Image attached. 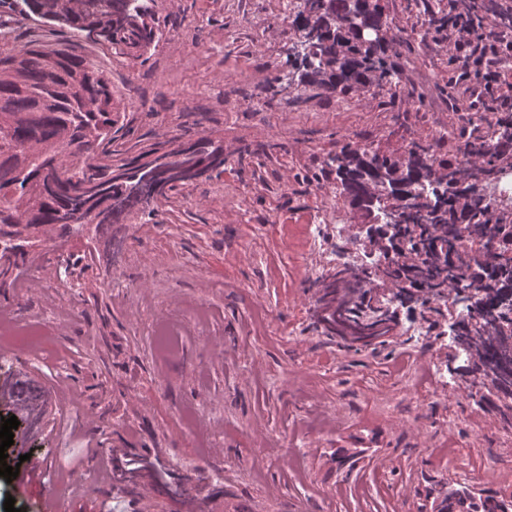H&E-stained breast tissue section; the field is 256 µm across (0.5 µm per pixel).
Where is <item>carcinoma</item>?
Listing matches in <instances>:
<instances>
[{
    "mask_svg": "<svg viewBox=\"0 0 512 512\" xmlns=\"http://www.w3.org/2000/svg\"><path fill=\"white\" fill-rule=\"evenodd\" d=\"M0 36L30 20L68 31L55 44L31 34L19 48L0 49V262L17 270L53 236L82 237L90 259L114 224L151 212V205L210 171L224 172V145L210 139L169 142L167 162L157 149L112 160V87L73 43L88 29L102 46L139 58L164 36L157 0H0ZM471 20L486 27L492 0H469ZM300 50L288 59V82L329 93L392 82L388 42L360 34L386 32L377 0H312L298 13ZM465 166L437 167L430 145L413 143L385 155L346 143L329 157L340 195L361 208L385 198V221L353 239L371 265L340 262L317 285L316 327L340 346L386 345L402 324L400 310L420 320L448 322L440 302H466L467 317L452 323L453 347L466 358L447 359L448 373L468 397L490 404L512 426V224L482 203L479 176L496 173L499 154L478 138L467 141ZM495 241L475 255L457 245L461 232ZM433 512H512V493L485 491L456 480L431 487Z\"/></svg>",
    "mask_w": 512,
    "mask_h": 512,
    "instance_id": "obj_1",
    "label": "carcinoma"
}]
</instances>
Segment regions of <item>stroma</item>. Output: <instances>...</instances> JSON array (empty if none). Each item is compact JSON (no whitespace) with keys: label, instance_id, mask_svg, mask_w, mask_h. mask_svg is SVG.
<instances>
[{"label":"stroma","instance_id":"stroma-1","mask_svg":"<svg viewBox=\"0 0 512 512\" xmlns=\"http://www.w3.org/2000/svg\"><path fill=\"white\" fill-rule=\"evenodd\" d=\"M390 29L394 83L329 94L275 86L288 71L300 0L283 15L269 0H158L167 39L137 60L82 41L112 86L122 154L180 137L223 142L220 176L187 184L154 205L146 224H116L95 261L82 242L53 238L10 272L0 304L13 322L54 326L35 353L0 340V380L21 376L40 423L13 440L52 466L27 492L0 483V503L41 512L46 496L67 512H432L427 490L454 479L486 490L512 484V427L457 384L415 396L391 374L406 360L444 366L427 338L352 351L314 324L316 267H332L331 230L298 255L295 227L322 201L343 223L358 213L324 166L346 142L387 154L451 130L447 27H430L449 0H380ZM267 308L255 329L254 306ZM179 334L161 357L150 326ZM460 438L495 473L445 466L441 434ZM161 461L185 484L175 496L150 472L127 482L115 466Z\"/></svg>","mask_w":512,"mask_h":512}]
</instances>
